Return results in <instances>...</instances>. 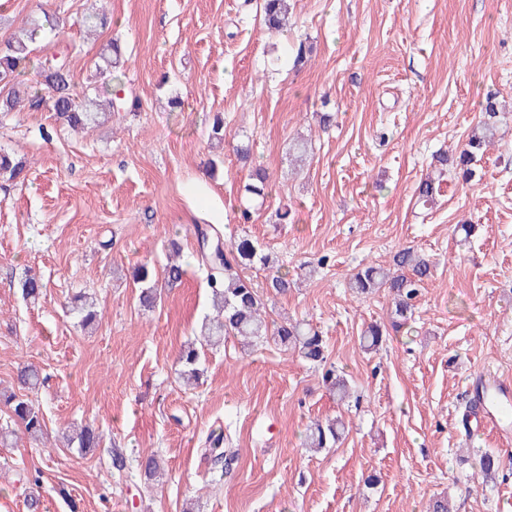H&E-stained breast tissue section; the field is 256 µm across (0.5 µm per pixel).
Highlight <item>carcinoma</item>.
<instances>
[{
  "label": "carcinoma",
  "instance_id": "carcinoma-1",
  "mask_svg": "<svg viewBox=\"0 0 512 512\" xmlns=\"http://www.w3.org/2000/svg\"><path fill=\"white\" fill-rule=\"evenodd\" d=\"M265 21L271 28L281 25L288 14V0H264ZM35 39L34 31H25V36H16L0 43V84L7 88L0 94V113L8 115L26 96L28 108L39 111L43 105L55 112L71 128L96 125L107 114L123 108L119 99L101 101L88 97L77 103L73 95L74 84L68 61L55 54L37 61L30 57L29 42ZM98 66L99 76L105 83L119 79L115 72L124 66L125 60L118 44L112 42L107 52L101 56ZM37 70L41 77L39 85L46 87L51 96L44 98L39 90L20 89V78L29 68ZM501 112L493 98L485 101L483 120L471 131L463 148L454 155L443 153L436 157L433 172L422 179L417 186L418 198L425 204H432L440 192L441 183L450 174L467 180L473 176V160L493 145L499 132ZM25 166L14 161L9 155L0 153V178L15 181L20 178ZM202 243L201 260L207 271V284L211 292L213 306L217 314L206 319L202 325L201 343L218 346L226 336H239L251 345L268 338L278 342L284 351L292 352L321 370L322 383L333 392L336 400L344 404L351 398L348 380L333 367H326V343L323 336L304 321H267L265 300L252 281L241 275V270L260 265L274 267L275 260L264 252L260 244L247 235L226 243L216 239L209 244L210 235L204 228L197 229ZM133 276L142 284L140 302L147 308L155 307L159 296V283L146 264L138 266ZM432 276V263L417 250L405 247L395 251L388 264H368L351 274L348 280L350 291L360 297H367L382 288L388 289L391 296V327L403 328L412 320L415 301ZM293 280L288 273L277 272L267 284L268 293L282 295L288 293ZM24 300L37 302L43 296L44 285L33 274L26 275L21 283ZM385 333L381 325L371 323L361 333L359 344L366 351L379 348ZM179 375L188 382L200 376L199 352L191 348L182 352L178 359ZM18 384L25 390L23 394H9L0 400L9 407L10 417L34 440L46 435L47 425L40 409L30 399L29 394L39 390L42 383L40 370L33 365H25L17 374ZM344 422L338 418L315 421L308 428L307 445L310 448H330L340 441L344 432ZM101 437L89 427L81 429L68 438V447L79 451L96 448Z\"/></svg>",
  "mask_w": 512,
  "mask_h": 512
}]
</instances>
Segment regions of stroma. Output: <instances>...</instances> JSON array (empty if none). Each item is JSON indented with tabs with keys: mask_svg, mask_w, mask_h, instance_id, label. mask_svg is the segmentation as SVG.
Instances as JSON below:
<instances>
[{
	"mask_svg": "<svg viewBox=\"0 0 512 512\" xmlns=\"http://www.w3.org/2000/svg\"><path fill=\"white\" fill-rule=\"evenodd\" d=\"M261 3L5 0L0 42L57 21L32 55L65 52L75 94L93 95L94 63L119 40L120 89L139 106L78 132L46 110L0 115V153L26 164L23 182L0 180V392L17 391L19 364L38 366L48 427L41 441L19 430L0 442V512H29L33 494L39 512H69L70 498L81 512H428L440 497L455 512H512V445L481 420L461 425L477 374L512 383V122L471 181H444L428 209L415 195L486 97L512 110V0H290L278 33ZM92 12L113 25L88 31ZM216 112L221 151L208 140ZM323 112L336 115L330 128ZM296 139L309 146L301 165L288 151ZM237 145L270 175L264 200L245 191ZM287 205L290 223L278 218ZM199 226L226 241L250 235L289 274L317 267L267 311L322 332L350 381L347 405L271 340L246 350L226 337L206 350L200 383L182 384L176 358L212 311ZM173 238L186 274L143 308L132 270H162ZM409 246L430 256L433 276L409 325L366 352L360 332L388 324L389 298H356L347 281ZM28 271L46 286L35 305L21 297ZM80 293L99 312L87 327L69 307ZM337 415L341 443L309 451L311 422ZM88 423L100 447L57 444ZM214 433L235 456L221 478L206 458ZM151 452L165 470L152 486L135 463ZM486 452L502 464L484 483ZM36 470L39 484L26 482ZM373 472L381 482L366 487Z\"/></svg>",
	"mask_w": 512,
	"mask_h": 512,
	"instance_id": "obj_1",
	"label": "stroma"
}]
</instances>
